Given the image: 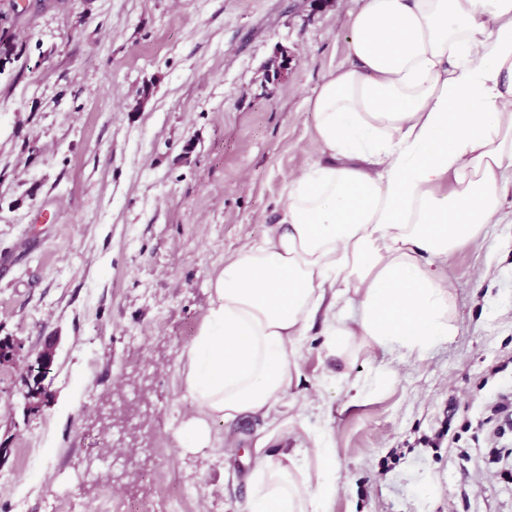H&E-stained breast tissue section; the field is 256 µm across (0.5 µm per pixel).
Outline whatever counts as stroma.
<instances>
[{
  "instance_id": "35a3bbf8",
  "label": "stroma",
  "mask_w": 512,
  "mask_h": 512,
  "mask_svg": "<svg viewBox=\"0 0 512 512\" xmlns=\"http://www.w3.org/2000/svg\"><path fill=\"white\" fill-rule=\"evenodd\" d=\"M359 0H0V512L171 497L178 512H249L256 452L334 448L328 512H512L488 461L498 393L512 390V185L503 219L442 270L456 336L400 361L329 353L316 318L270 421L196 412L182 352L224 260L266 240L289 179L320 158L305 101L346 56ZM55 350L53 398L28 367ZM391 373L377 385L378 369ZM361 379L346 389L339 378ZM161 446L143 462L138 451ZM35 455H27L29 444ZM128 466V493L111 469Z\"/></svg>"
}]
</instances>
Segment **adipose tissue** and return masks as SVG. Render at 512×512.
<instances>
[{"mask_svg":"<svg viewBox=\"0 0 512 512\" xmlns=\"http://www.w3.org/2000/svg\"><path fill=\"white\" fill-rule=\"evenodd\" d=\"M307 108L322 159L289 181L271 236L225 260L183 353L188 450L213 447L215 421L276 410L317 315L347 359L456 335L438 266L501 221L512 181V0H362ZM299 454L261 458L250 512H327L335 451L310 470Z\"/></svg>","mask_w":512,"mask_h":512,"instance_id":"obj_1","label":"adipose tissue"}]
</instances>
